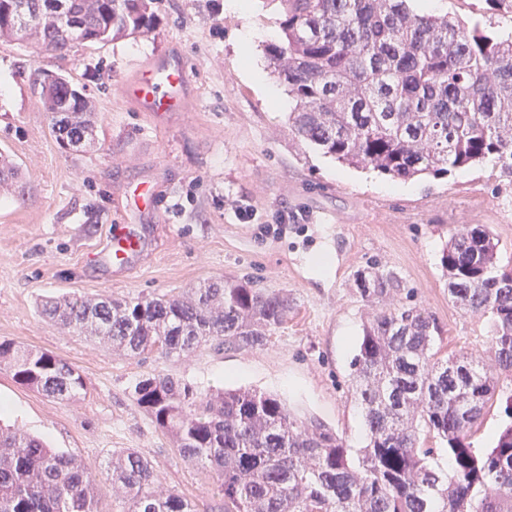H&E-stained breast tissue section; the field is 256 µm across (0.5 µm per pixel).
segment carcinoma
Here are the masks:
<instances>
[{"instance_id": "1", "label": "carcinoma", "mask_w": 512, "mask_h": 512, "mask_svg": "<svg viewBox=\"0 0 512 512\" xmlns=\"http://www.w3.org/2000/svg\"><path fill=\"white\" fill-rule=\"evenodd\" d=\"M280 42L267 46L291 99L297 141L337 162L409 181L442 178L495 160L512 184V34L488 33L418 0H277ZM157 0H0V38L36 39L61 52L152 31ZM76 26H63L62 14ZM63 145L90 147L97 112L79 89L40 85ZM19 166L0 152V187ZM448 299L487 318L486 355L438 357L436 318L399 305L403 281L379 262L354 275L371 310L352 362L366 445L357 452L323 422L292 415L275 395H205L166 374L139 376L131 395L179 454L210 471L222 512H512V266L484 225H462L442 249ZM293 309L288 292L250 280H214L186 294L135 300L61 296L39 312L63 329L106 340L132 357L188 356L207 342L267 344ZM21 384L68 401L83 376L46 352L0 341V363ZM501 428L490 448L473 438L488 408ZM439 439L448 470L431 464L421 433ZM123 512H197L156 484L136 451L112 458ZM0 512H97L84 463L0 424Z\"/></svg>"}]
</instances>
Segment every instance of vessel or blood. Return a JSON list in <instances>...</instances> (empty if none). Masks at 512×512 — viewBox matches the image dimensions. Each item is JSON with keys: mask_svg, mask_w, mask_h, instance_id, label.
Here are the masks:
<instances>
[{"mask_svg": "<svg viewBox=\"0 0 512 512\" xmlns=\"http://www.w3.org/2000/svg\"><path fill=\"white\" fill-rule=\"evenodd\" d=\"M194 79L191 65L185 60L170 61L160 56L140 64L132 77L123 82V96L146 112H181L187 106L188 89ZM140 248L134 231L113 235L106 255L116 270H124Z\"/></svg>", "mask_w": 512, "mask_h": 512, "instance_id": "b4317fda", "label": "vessel or blood"}]
</instances>
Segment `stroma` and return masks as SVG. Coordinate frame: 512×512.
Segmentation results:
<instances>
[{"label":"stroma","instance_id":"35a3bbf8","mask_svg":"<svg viewBox=\"0 0 512 512\" xmlns=\"http://www.w3.org/2000/svg\"><path fill=\"white\" fill-rule=\"evenodd\" d=\"M226 0H158V25L103 47L75 44L64 53L0 39V151L18 163L24 193L0 190V340L47 352L73 365L86 389L68 401L20 384L0 365V396L12 400L8 425L42 437L82 459L93 476L99 512H119L107 466L132 449L147 458L162 490L216 512L213 479L180 456L129 394L154 372L201 392L244 388L279 396L300 418H316L347 446L365 444L361 409L351 395V361L368 306L352 286L354 273L378 260L405 284L401 302L433 313L445 334L442 354L482 355L488 325L448 299L440 265L451 231L487 226L501 259L512 262V186L492 163L442 179L408 182L353 169L293 139L269 90L285 94L266 70V47L279 35L271 0H253L237 14ZM438 12L488 30L512 29L504 0H437ZM255 38L243 45L240 35ZM177 54L195 74L185 112H144L118 91L143 61ZM62 74L92 97L97 140L65 148L39 99L42 72ZM155 190L156 206L137 190ZM255 213L245 223L231 204ZM288 224L264 232L279 210ZM137 231L141 250L128 273L106 265L103 248L118 225ZM328 244L325 267L307 261ZM250 277L284 289L295 308L269 342L254 349L201 347L182 358H132L111 344L62 329L38 303L63 294L130 299L180 294L216 278Z\"/></svg>","mask_w":512,"mask_h":512}]
</instances>
